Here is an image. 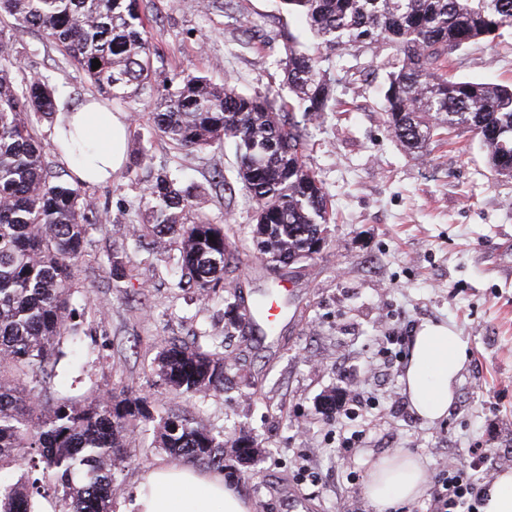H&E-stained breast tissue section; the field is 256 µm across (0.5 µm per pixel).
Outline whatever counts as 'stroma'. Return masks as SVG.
<instances>
[{"mask_svg":"<svg viewBox=\"0 0 512 512\" xmlns=\"http://www.w3.org/2000/svg\"><path fill=\"white\" fill-rule=\"evenodd\" d=\"M155 23L154 66L164 75L208 73L238 90H281L283 35L299 25L274 0H147ZM24 76H44L60 105L77 106L93 89L43 32L0 18ZM389 56L382 45L337 51L336 109L314 120L307 163L324 181L334 218L330 246L301 268L271 270L257 261L232 267L224 285L200 298L173 284L178 238L137 237L146 220L145 192L160 167L182 169L207 200L216 224L229 226L240 252L253 206L242 191L212 182L214 168L232 172L231 147L184 153L154 129L148 101L121 107L126 160L105 185H84L99 220L90 225L87 253L72 271V304L87 331L78 359L66 362V382L47 384L49 399L83 400L90 389L147 397L152 419L141 421L131 456L114 470L112 512H137L146 475L171 464L155 445L157 417L177 413L225 436L257 445L249 466L224 451V482L251 512H375L365 494L371 466L398 449L435 474L449 457L469 465L470 446L492 441L512 452V179L489 167L478 138L456 132L423 156L407 153L384 122L380 87ZM460 76L512 83V36L463 47L451 56ZM120 258L126 276L113 279ZM279 283V333L239 327L224 317L231 291L253 300ZM455 328L468 362L448 414L426 421L403 391L405 363L380 353L383 336H415L423 323ZM183 340L227 363L223 390L189 399L156 375L161 351ZM348 373L341 384L340 373ZM374 402L355 429L356 451L338 454L336 420L322 409L343 386ZM321 477L301 481L298 454Z\"/></svg>","mask_w":512,"mask_h":512,"instance_id":"35a3bbf8","label":"stroma"}]
</instances>
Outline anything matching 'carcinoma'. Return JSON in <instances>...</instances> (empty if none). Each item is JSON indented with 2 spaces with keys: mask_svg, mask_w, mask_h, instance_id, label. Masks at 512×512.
Returning <instances> with one entry per match:
<instances>
[{
  "mask_svg": "<svg viewBox=\"0 0 512 512\" xmlns=\"http://www.w3.org/2000/svg\"><path fill=\"white\" fill-rule=\"evenodd\" d=\"M305 21L315 50L288 35L284 62L295 103L249 94L206 75L174 73L152 97L159 134L183 151L234 148V181L254 203L248 225L256 257L274 269L311 261L328 247L331 213L323 182L307 165L309 121L335 109L336 80L323 63L337 50L381 42L393 70L382 87L386 124L406 150L420 153L455 131L477 136L489 165L512 178V85L458 78L449 55L473 42L512 34V0H278ZM51 38L102 99L129 104L152 91L153 45L143 0H0V12ZM100 68L92 69L93 60ZM13 40L0 30V470L25 463L38 473L26 484L0 483V512H35L53 481L64 512H112V467L127 459L130 434L149 415L144 398L108 392L61 400L38 422V378L81 354L71 274L84 256L93 206L83 182L51 171L34 123L57 112V89L46 78L18 81ZM147 224L158 236L180 237L177 287L200 296L222 286L239 251L222 224L211 223L200 196L180 175L158 169L147 189ZM214 240H209V236ZM253 305L234 295L227 316L249 323ZM160 380L181 396L224 388V358L170 342L157 363ZM159 447L178 462L224 468V439L186 415L161 418Z\"/></svg>",
  "mask_w": 512,
  "mask_h": 512,
  "instance_id": "carcinoma-1",
  "label": "carcinoma"
}]
</instances>
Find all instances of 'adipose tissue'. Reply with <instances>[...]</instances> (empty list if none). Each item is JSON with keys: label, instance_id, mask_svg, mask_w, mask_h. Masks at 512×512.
<instances>
[{"label": "adipose tissue", "instance_id": "adipose-tissue-1", "mask_svg": "<svg viewBox=\"0 0 512 512\" xmlns=\"http://www.w3.org/2000/svg\"><path fill=\"white\" fill-rule=\"evenodd\" d=\"M80 137L94 148L91 166H74L80 181L104 183L111 179L125 157L124 125L120 115L87 101L71 111L58 113L53 139L66 142ZM468 360L461 337L448 326L428 325L413 338L405 371V389L420 418L435 422L447 416L455 401L457 377ZM427 475L420 462L405 452L374 464L366 495L375 512L410 504L423 492ZM138 512H250L247 502L224 484L218 475H205L185 464L149 472L146 488L137 500Z\"/></svg>", "mask_w": 512, "mask_h": 512}]
</instances>
